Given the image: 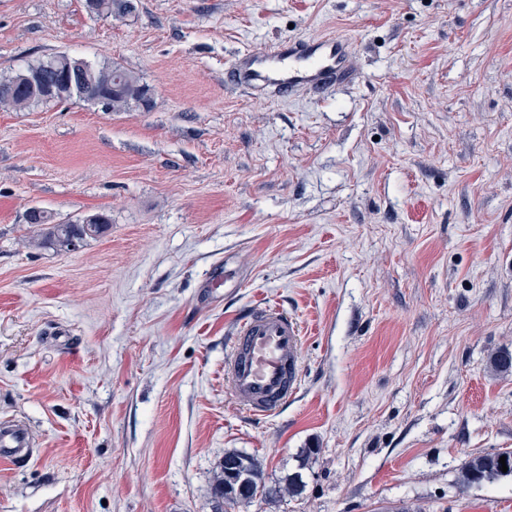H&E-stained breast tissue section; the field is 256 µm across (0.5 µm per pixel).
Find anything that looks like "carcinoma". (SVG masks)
<instances>
[{
	"label": "carcinoma",
	"instance_id": "1",
	"mask_svg": "<svg viewBox=\"0 0 512 512\" xmlns=\"http://www.w3.org/2000/svg\"><path fill=\"white\" fill-rule=\"evenodd\" d=\"M86 7L97 14L124 16L132 13L134 3L133 0H86ZM73 97L95 105L106 100V112L149 110L153 105L151 88L134 72L118 64L94 65L64 52L0 78V110L23 112L40 103ZM98 219L97 224L88 217L77 223L54 224L51 214L43 208L34 207L26 214L27 223L39 226L33 239L35 245L67 251L72 250L75 242L80 244L104 233L111 219L104 214L98 215ZM502 456L506 457L505 473L504 465L499 463ZM506 477H512V450L471 456L462 467L458 482L468 488ZM304 487L298 472L288 475L280 489L269 486L257 457L238 450L226 451L214 475V512H236L258 496L274 498L283 490L297 496Z\"/></svg>",
	"mask_w": 512,
	"mask_h": 512
}]
</instances>
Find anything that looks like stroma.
Listing matches in <instances>:
<instances>
[{
    "label": "stroma",
    "instance_id": "35a3bbf8",
    "mask_svg": "<svg viewBox=\"0 0 512 512\" xmlns=\"http://www.w3.org/2000/svg\"><path fill=\"white\" fill-rule=\"evenodd\" d=\"M0 0V73L118 63L150 111L0 110V512H213L225 451L300 496L241 512H512V0ZM340 35L349 83L256 98L242 55ZM103 213L73 251L29 209ZM222 295L203 283L215 262ZM302 326L299 392L257 419L224 385L241 315ZM312 449L303 457V449ZM86 7L97 14L124 16L132 13L133 0H86ZM32 440L28 432L11 421L0 423V462L16 465L33 459ZM501 456H506V473L502 472V464L499 463ZM506 477H512V450H499L471 456L462 467L458 482L462 488H468Z\"/></svg>",
    "mask_w": 512,
    "mask_h": 512
}]
</instances>
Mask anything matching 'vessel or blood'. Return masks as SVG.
<instances>
[{
  "mask_svg": "<svg viewBox=\"0 0 512 512\" xmlns=\"http://www.w3.org/2000/svg\"><path fill=\"white\" fill-rule=\"evenodd\" d=\"M348 44L339 36L291 41L238 59L233 82L257 89L272 86L287 96L299 88L322 90L348 75ZM302 328L280 307L265 305L242 316L224 360V381L250 415L265 418L283 409L301 385ZM33 457L28 432L0 423V462L17 464Z\"/></svg>",
  "mask_w": 512,
  "mask_h": 512,
  "instance_id": "vessel-or-blood-1",
  "label": "vessel or blood"
}]
</instances>
